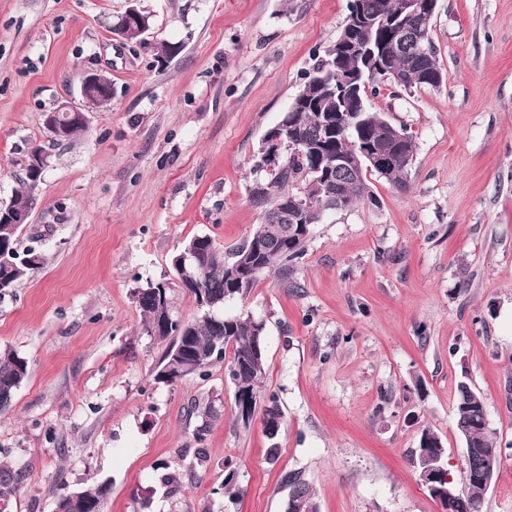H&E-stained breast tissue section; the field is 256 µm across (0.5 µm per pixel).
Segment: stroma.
<instances>
[{
	"label": "stroma",
	"instance_id": "stroma-1",
	"mask_svg": "<svg viewBox=\"0 0 512 512\" xmlns=\"http://www.w3.org/2000/svg\"><path fill=\"white\" fill-rule=\"evenodd\" d=\"M348 3L138 0L150 40L182 47L160 66L113 31L129 0H0V201L32 148L50 155L20 235L42 262L0 294V351L29 367L0 412V457L23 475L9 512H53L60 489L105 480L104 512H283L291 474L319 512H442L412 460L430 428L460 478L462 382L501 448L483 512H512V0H438L443 84L370 102L415 139L407 190L371 177L377 205L325 213L291 279L260 275L222 308L264 324L278 436L237 423L223 364L154 380L166 346L134 291L172 280L192 237L229 250L254 231L261 140ZM89 70L111 100L79 138L50 141L45 113L80 102Z\"/></svg>",
	"mask_w": 512,
	"mask_h": 512
}]
</instances>
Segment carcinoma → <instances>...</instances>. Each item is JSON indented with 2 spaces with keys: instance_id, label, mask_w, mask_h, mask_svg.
Segmentation results:
<instances>
[{
  "instance_id": "carcinoma-1",
  "label": "carcinoma",
  "mask_w": 512,
  "mask_h": 512,
  "mask_svg": "<svg viewBox=\"0 0 512 512\" xmlns=\"http://www.w3.org/2000/svg\"><path fill=\"white\" fill-rule=\"evenodd\" d=\"M367 14L377 24L371 35L380 40L390 33L387 18L395 11L394 0H363ZM432 26L419 20L413 27L412 38L418 39L427 49L428 55L420 57L413 54L406 45L387 60V66L407 76L406 88H438L443 84L445 75L440 64L437 49L431 37ZM323 63L314 65L315 71L304 82L294 99L297 104L294 118L297 131L305 141L323 140L329 151L349 157V167L332 172L338 192L344 196L346 207L358 203L377 204L369 178L376 170L367 167L361 155L365 144H377L394 147L402 152L403 159L388 172L382 174L387 182L394 186L406 188L407 177L414 157L415 141L412 135L404 133L402 142H395L392 134L396 127L390 124L379 112L365 107L360 113L355 126L343 134L328 137L326 131L327 113L344 110L342 100L337 97L341 89L336 87V73L322 69ZM430 71L436 81H421L418 71ZM326 81L333 87L334 99L321 107H315L303 99L310 96V88L318 81ZM52 139L72 140L81 135L86 126L69 125L59 132L56 128L45 125ZM41 176L31 167L25 168L22 186L11 197V206L24 209L35 201ZM271 187L266 191L252 195L253 202L262 209L261 222L253 233L239 246L224 253L208 236H196L191 243L196 245V280L190 285L184 282V271L179 267L180 255L172 259L176 280L183 282L181 289L207 305L204 313L194 321L181 322L173 313L170 296L171 286L167 282L150 283L134 293L136 303L142 312L147 333L159 328L160 311L168 313L173 320L170 332H159L155 340L168 342V348L156 372L155 380L164 382L169 378L183 382L203 375L207 368L218 362H227V377L234 391L245 393L249 402L248 414L236 410V420L245 428L249 427L262 413L261 424L270 437L279 434L282 425V412L276 398H268V405L262 407L261 386L266 375V346L263 335L264 325L247 316L224 317L216 313L224 303L248 293L263 272H278L288 277L291 269L298 265L305 256L306 244L311 235L312 225L298 223L300 214L288 212V219L283 224H272L270 220L281 212V203L285 198L293 197L301 201L302 210L311 217L319 213L324 206L322 185L325 181L322 172L311 156L288 154L284 157L280 169L270 175ZM263 243L267 252L258 263H251L254 245ZM19 235L9 230V225L0 221V286L12 288L31 267L41 261V255L32 249L21 253L18 249ZM180 345L184 354L203 356L199 371L195 374L185 372L180 361L173 357L174 345ZM28 375L27 361L12 351L0 352V412L6 411L12 404L16 390ZM486 413L483 396L469 385L457 386L455 400L454 426L456 433L462 437L466 447L475 448L478 459L484 464L499 470L501 449L497 446L490 428H480L474 422L482 419ZM446 448L442 439L433 430L421 431L418 449V467L428 470L439 462H445ZM479 464L463 462V487L458 489L454 483L449 488L462 495L470 505L469 512H482V503L488 486L475 478ZM22 475L6 460H0V512H8L13 500L22 489ZM289 488V512H318V504L312 486L297 475L287 477ZM111 492V485L104 481L94 487L77 490L83 507L79 512H100Z\"/></svg>"
}]
</instances>
